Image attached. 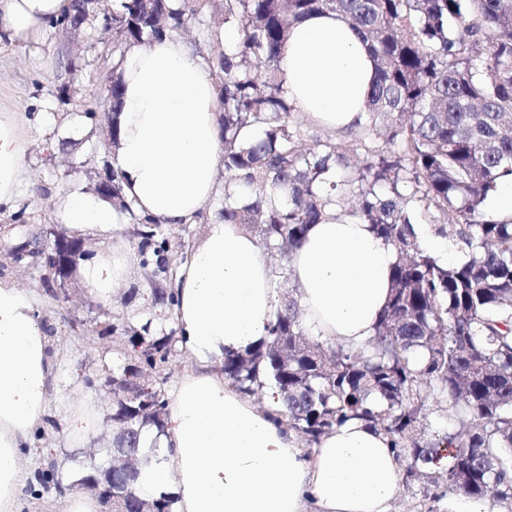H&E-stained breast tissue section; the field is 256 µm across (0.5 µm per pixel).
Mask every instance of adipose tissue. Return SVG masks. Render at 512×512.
<instances>
[{"label": "adipose tissue", "mask_w": 512, "mask_h": 512, "mask_svg": "<svg viewBox=\"0 0 512 512\" xmlns=\"http://www.w3.org/2000/svg\"><path fill=\"white\" fill-rule=\"evenodd\" d=\"M69 0H0V44L25 43L59 18ZM285 91L298 112L347 132L362 122L374 61L357 32L333 13L296 21L284 47ZM113 112V164L135 211L159 224L190 223L223 189L217 94L210 71L181 38L132 48L120 70ZM23 132L0 107V207L12 206L23 176ZM76 235L108 231L120 217L94 192L58 197ZM392 246L329 206L291 257L303 324L315 336L358 347L374 333L391 286ZM123 252L98 250L78 278L107 299L124 284ZM174 310L180 346L195 362L167 398L165 434L147 432L139 484L172 497L173 512H392L401 468L381 431L335 427L312 449L264 407L224 380V355L268 335L276 309L273 270L259 238L214 221L180 266ZM51 340L26 292L0 282V512H20L25 451L48 415Z\"/></svg>", "instance_id": "adipose-tissue-1"}]
</instances>
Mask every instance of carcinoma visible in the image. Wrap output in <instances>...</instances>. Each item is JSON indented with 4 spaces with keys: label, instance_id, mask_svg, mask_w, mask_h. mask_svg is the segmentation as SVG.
Instances as JSON below:
<instances>
[{
    "label": "carcinoma",
    "instance_id": "cac0c4a2",
    "mask_svg": "<svg viewBox=\"0 0 512 512\" xmlns=\"http://www.w3.org/2000/svg\"><path fill=\"white\" fill-rule=\"evenodd\" d=\"M314 12H334L358 31L376 75L353 143L318 139L303 150L282 49L292 24ZM192 18L208 46L200 58L219 77L224 198L216 214L258 233L280 256L274 274L288 285L267 339L225 355L224 379L248 396L269 383L277 418L310 444L348 421L365 423L390 438L406 478L429 470L457 496L512 505V219L484 211L488 195L512 179V0H116L102 17L113 33L112 105L127 52L183 36ZM86 25L78 0L53 22ZM221 26L240 29L234 46L221 45ZM331 204L397 255L374 335L355 348L305 329L291 280L292 254ZM112 205L137 224L153 304L174 307L168 241L124 199L115 169ZM422 214L464 245V261L445 264L422 249ZM27 232L6 231L10 261H28ZM115 344L127 363L112 370L109 462L89 457L70 487L87 491L110 468L115 512H171V499L141 494L138 480L143 433L165 430L164 416L139 410L142 390L166 409L161 372L172 337L148 320L122 327ZM432 401L448 432L428 439Z\"/></svg>",
    "mask_w": 512,
    "mask_h": 512
}]
</instances>
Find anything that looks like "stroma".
<instances>
[{
  "label": "stroma",
  "instance_id": "1",
  "mask_svg": "<svg viewBox=\"0 0 512 512\" xmlns=\"http://www.w3.org/2000/svg\"><path fill=\"white\" fill-rule=\"evenodd\" d=\"M102 29L63 31L48 28L36 42L0 44V106L25 118V175L12 208H0V225L23 219L32 224L60 223L55 203L60 195L73 191L93 190L105 161L111 160L113 145L106 123L83 125L67 120V110L78 109L87 100H96L99 112L110 110L105 87L112 79V59L102 55L96 40H111ZM74 70H67V62ZM71 84L74 97L70 104L56 98L60 84ZM217 207L209 202L194 223L163 226L169 241L166 259L169 268L178 269L199 242L211 213ZM112 241L127 254L125 285L117 289L107 302L85 291L73 282L69 300L48 293L43 285L46 274L39 265L14 267L0 253V279L17 282L35 300L41 324L55 328L51 338L56 356L54 390L48 417L51 421L44 438L34 441L29 450V469L41 474L49 461H56L64 478H72L81 468L90 449L110 446L112 429L107 413L112 396L104 387V376L120 362L112 341L93 339L82 325L83 319L97 317L99 323L123 326L153 318L164 329L175 328L171 311L153 307L148 294L147 271L140 265L137 239L130 218H123L112 233ZM86 400L96 411V425L72 448L62 441L71 407ZM444 487L428 479L402 484L394 504V512H441Z\"/></svg>",
  "mask_w": 512,
  "mask_h": 512
}]
</instances>
